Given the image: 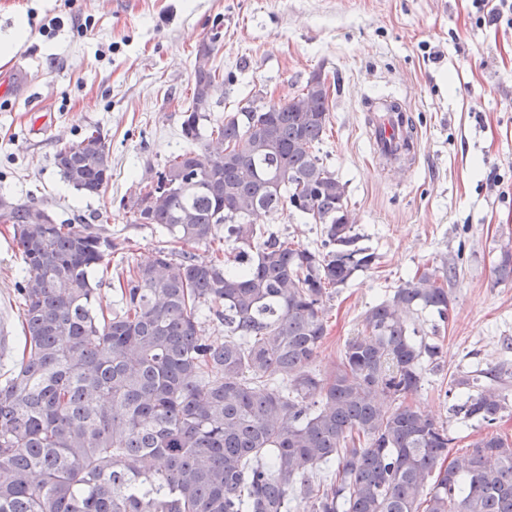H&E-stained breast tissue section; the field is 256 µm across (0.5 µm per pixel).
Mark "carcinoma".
<instances>
[{
  "instance_id": "cac0c4a2",
  "label": "carcinoma",
  "mask_w": 512,
  "mask_h": 512,
  "mask_svg": "<svg viewBox=\"0 0 512 512\" xmlns=\"http://www.w3.org/2000/svg\"><path fill=\"white\" fill-rule=\"evenodd\" d=\"M201 45L182 136L217 140L171 156L122 203L134 224L166 230L180 250L117 274L118 306L95 307L92 272L117 244L89 224H44L43 210L0 197L28 272L18 289L21 357L0 380V512H512V443L491 431L507 409L486 371L452 383L474 392L454 415L489 429L444 468L453 438L407 398L440 346L416 341L408 318L450 317L448 272L425 269L369 308L339 363L308 369L327 334L328 289L375 260L355 245L345 186L316 154L330 123L315 72L302 92L257 99L217 120L224 80ZM65 181L98 196L112 177L94 127L60 147ZM322 225L320 246L263 236L254 218L286 210ZM235 268L190 249L219 229ZM512 281V251L495 266ZM224 340L202 336L210 316Z\"/></svg>"
}]
</instances>
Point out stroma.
<instances>
[{"instance_id": "obj_1", "label": "stroma", "mask_w": 512, "mask_h": 512, "mask_svg": "<svg viewBox=\"0 0 512 512\" xmlns=\"http://www.w3.org/2000/svg\"><path fill=\"white\" fill-rule=\"evenodd\" d=\"M471 12V0H0V197L68 224L106 216L104 234L122 248L113 262L145 261L174 244L131 223L121 202L186 148L182 113L203 41L221 34L211 57L224 77L214 121L256 94L280 104L322 73L331 124L319 155L346 182L358 244L376 259L328 301L311 368L328 371L366 311L416 271L455 266L448 323L427 311L410 319L441 348L410 401L447 426L456 458L485 428L450 412L453 380L477 366L497 369L512 398V282L494 273L512 240V28L476 23ZM21 17L29 35L9 45ZM390 98L408 104L419 139L405 172L383 167L368 133ZM93 126L110 145L112 178L85 197L61 177L54 154ZM260 226L304 247L320 242L318 225L296 214ZM26 277L0 224L6 365L21 347L17 290Z\"/></svg>"}]
</instances>
